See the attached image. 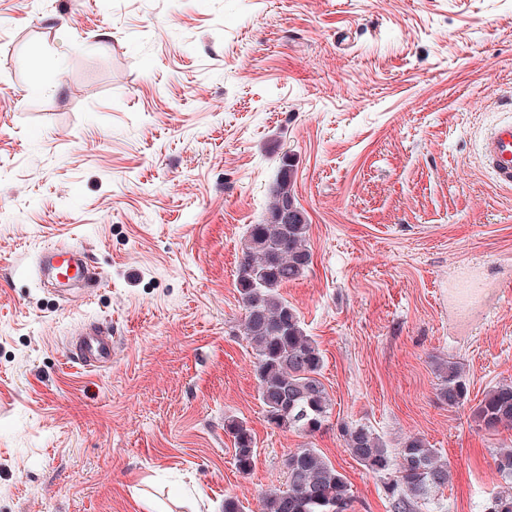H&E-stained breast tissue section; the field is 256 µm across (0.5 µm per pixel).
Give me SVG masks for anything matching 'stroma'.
<instances>
[{"label": "stroma", "mask_w": 512, "mask_h": 512, "mask_svg": "<svg viewBox=\"0 0 512 512\" xmlns=\"http://www.w3.org/2000/svg\"><path fill=\"white\" fill-rule=\"evenodd\" d=\"M37 54L57 90L32 92ZM510 97L512 0H0V512H262L304 447L354 512H391L343 422L449 460L419 512H483L512 430L441 404L434 370L462 362L474 402L512 380V189L479 161ZM286 155L312 262L280 294L333 404L311 437L266 423L236 288ZM52 245L100 287L40 280ZM466 264L488 292L462 321ZM88 322L112 331L98 371L65 350ZM224 431L233 438L234 464L237 470L243 474L249 473L257 458L252 429L243 419L228 418L224 421Z\"/></svg>", "instance_id": "35a3bbf8"}]
</instances>
